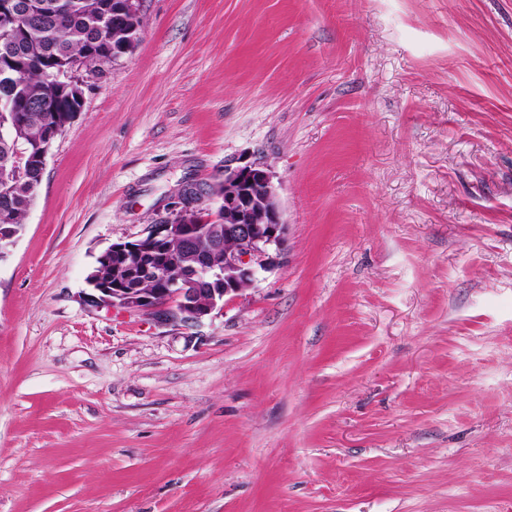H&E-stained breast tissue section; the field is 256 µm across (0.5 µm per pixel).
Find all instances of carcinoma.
Instances as JSON below:
<instances>
[{
    "instance_id": "carcinoma-1",
    "label": "carcinoma",
    "mask_w": 512,
    "mask_h": 512,
    "mask_svg": "<svg viewBox=\"0 0 512 512\" xmlns=\"http://www.w3.org/2000/svg\"><path fill=\"white\" fill-rule=\"evenodd\" d=\"M116 0H0V225L21 230L41 183L39 153L50 126L82 107L55 76L79 63L98 75L112 47L143 15L117 10ZM100 259L87 275L111 280Z\"/></svg>"
}]
</instances>
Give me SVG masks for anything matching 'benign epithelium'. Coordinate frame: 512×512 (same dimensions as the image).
Here are the masks:
<instances>
[{
	"label": "benign epithelium",
	"instance_id": "benign-epithelium-1",
	"mask_svg": "<svg viewBox=\"0 0 512 512\" xmlns=\"http://www.w3.org/2000/svg\"><path fill=\"white\" fill-rule=\"evenodd\" d=\"M224 192L207 196L224 216L219 224H200L191 209L167 208L162 223L146 235L109 246L125 278L87 295L96 307L141 315L161 324L192 328L226 298L253 288L288 250V224L275 171L256 159L224 165ZM160 283L152 291L143 283Z\"/></svg>",
	"mask_w": 512,
	"mask_h": 512
}]
</instances>
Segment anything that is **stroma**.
Listing matches in <instances>:
<instances>
[{"mask_svg":"<svg viewBox=\"0 0 512 512\" xmlns=\"http://www.w3.org/2000/svg\"><path fill=\"white\" fill-rule=\"evenodd\" d=\"M0 257V512H512V0H143ZM288 254L196 328L85 302L185 176Z\"/></svg>","mask_w":512,"mask_h":512,"instance_id":"obj_1","label":"stroma"}]
</instances>
